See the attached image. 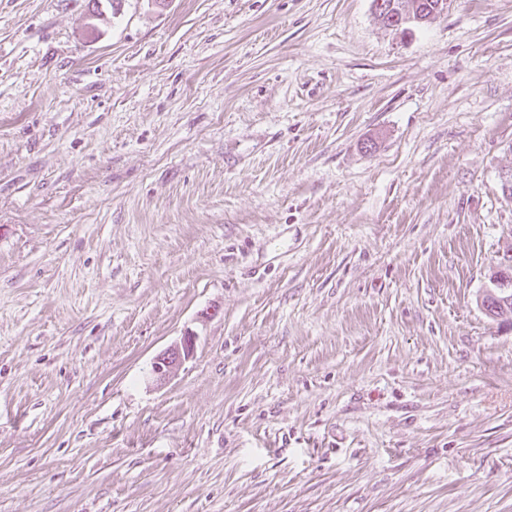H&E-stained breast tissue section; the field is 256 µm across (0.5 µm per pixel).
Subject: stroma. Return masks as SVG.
I'll list each match as a JSON object with an SVG mask.
<instances>
[{
  "label": "stroma",
  "instance_id": "1",
  "mask_svg": "<svg viewBox=\"0 0 512 512\" xmlns=\"http://www.w3.org/2000/svg\"><path fill=\"white\" fill-rule=\"evenodd\" d=\"M87 3L0 0V512H512V0ZM405 1H411L412 0H374L372 3V8L377 17H379L380 20L385 19L386 23H388L387 18L389 17L391 21L398 20L399 27H402L403 25H409L414 22H422V23H416V24H425L428 23L427 20L430 18H433L434 16H438L442 14L446 9L448 5L447 0H414L412 2H421L422 5H424L423 10H425L428 7H431L432 3H436L438 1V4L435 7V10L431 17L427 19H421L420 16H415V8L416 4L407 5ZM394 15L393 17H390ZM426 21V22H423ZM195 337L183 336L179 343L167 347L159 353L152 364V373L159 383L169 380L171 374L177 370L194 353Z\"/></svg>",
  "mask_w": 512,
  "mask_h": 512
}]
</instances>
